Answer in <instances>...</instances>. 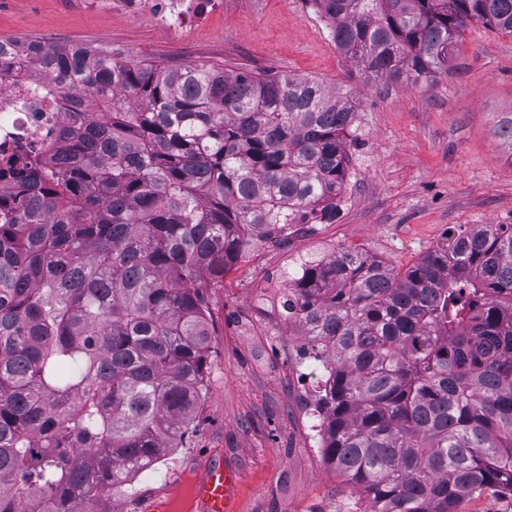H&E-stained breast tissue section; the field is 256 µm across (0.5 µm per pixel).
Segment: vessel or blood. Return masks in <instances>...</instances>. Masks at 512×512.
I'll return each instance as SVG.
<instances>
[{
	"label": "vessel or blood",
	"instance_id": "vessel-or-blood-1",
	"mask_svg": "<svg viewBox=\"0 0 512 512\" xmlns=\"http://www.w3.org/2000/svg\"><path fill=\"white\" fill-rule=\"evenodd\" d=\"M240 470L215 459L190 488L192 512H237Z\"/></svg>",
	"mask_w": 512,
	"mask_h": 512
}]
</instances>
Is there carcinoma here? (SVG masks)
I'll use <instances>...</instances> for the list:
<instances>
[{
    "label": "carcinoma",
    "mask_w": 512,
    "mask_h": 512,
    "mask_svg": "<svg viewBox=\"0 0 512 512\" xmlns=\"http://www.w3.org/2000/svg\"><path fill=\"white\" fill-rule=\"evenodd\" d=\"M368 82L448 69L512 0H312ZM54 79L68 126L0 192V512H86L196 430L206 289L291 225L336 218L356 102L295 74L178 69L0 41V80ZM281 306L325 371L323 458L363 512L512 493V224L451 230L399 272L344 248Z\"/></svg>",
    "instance_id": "1"
}]
</instances>
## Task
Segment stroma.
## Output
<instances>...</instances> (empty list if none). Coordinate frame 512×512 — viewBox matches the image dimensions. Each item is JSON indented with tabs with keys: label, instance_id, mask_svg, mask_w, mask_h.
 Listing matches in <instances>:
<instances>
[{
	"label": "stroma",
	"instance_id": "stroma-1",
	"mask_svg": "<svg viewBox=\"0 0 512 512\" xmlns=\"http://www.w3.org/2000/svg\"><path fill=\"white\" fill-rule=\"evenodd\" d=\"M0 39L102 48L167 68L290 73L355 92L335 221L293 226L287 244L255 247L207 290L212 336L198 428L98 508L143 512L213 454L243 472L238 512H356V495L320 453L313 411L322 370L281 313L285 274L299 258L343 246L402 270L451 228L512 224V141L495 134L512 112V34L470 22L449 70L369 84L310 0H224L179 31L62 0H0Z\"/></svg>",
	"mask_w": 512,
	"mask_h": 512
}]
</instances>
